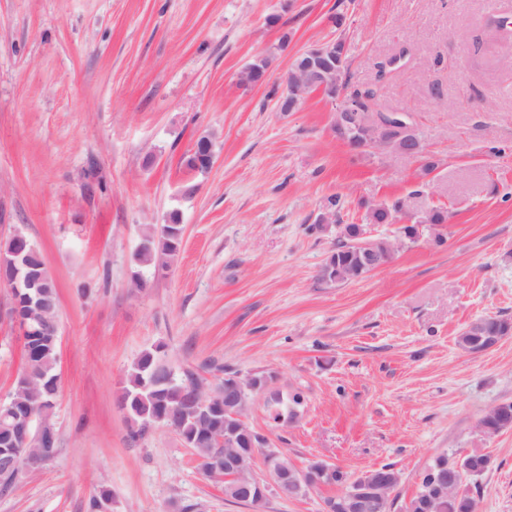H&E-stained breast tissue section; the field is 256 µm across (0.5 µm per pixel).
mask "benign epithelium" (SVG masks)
Listing matches in <instances>:
<instances>
[{"instance_id":"benign-epithelium-1","label":"benign epithelium","mask_w":512,"mask_h":512,"mask_svg":"<svg viewBox=\"0 0 512 512\" xmlns=\"http://www.w3.org/2000/svg\"><path fill=\"white\" fill-rule=\"evenodd\" d=\"M317 44L299 54V59L289 63L285 77L286 90L281 95L277 109L295 110L310 93H319L326 87L336 86V71L318 68ZM333 121L346 129L366 128L371 130V138L363 143V148L378 151L384 146V153L392 155L420 156L419 147L408 137L413 131L411 117L402 113V117L384 119L380 113L373 112L361 104L358 97L339 101L334 110ZM16 246L8 253H0V283L11 288L12 293L23 299V304L13 308L12 315L19 327L20 344L29 341V337L38 331H47L58 335V300L51 299L42 287V275L33 271L31 256L35 247H26L27 237L16 231L12 235ZM364 251L360 257V269L370 272L390 262L391 256L383 257L361 244ZM276 380L273 374L245 375L235 374L224 382V388L209 390L204 386L197 388L195 405L186 416L195 419L201 415L224 414V422L216 423L207 429L224 444L223 454L217 456L213 450L206 453L194 452V455L209 473V478L224 482L234 481L235 489L242 496L262 503L272 491L289 496L296 486L304 482L310 486L324 484V477L332 475L338 466L322 459H314L307 470L300 471L288 464V457L281 448H269L266 451V473L261 478L256 475L254 454L242 447L243 441L251 434L245 419V412L251 395L269 390ZM45 414L27 413L15 419V440L13 448L0 450V462L7 467L21 471L25 476L54 458L56 448L48 441L51 428ZM21 447H16V444ZM462 477L461 459L449 468L439 485L440 491L458 490ZM397 475L378 468L360 475L357 487L347 492L342 508L347 512H368L372 504H382L390 498L396 488Z\"/></svg>"}]
</instances>
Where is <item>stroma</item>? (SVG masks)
<instances>
[{
	"label": "stroma",
	"instance_id": "stroma-1",
	"mask_svg": "<svg viewBox=\"0 0 512 512\" xmlns=\"http://www.w3.org/2000/svg\"><path fill=\"white\" fill-rule=\"evenodd\" d=\"M340 5L349 87L414 114L442 160L432 174L350 148L323 95L280 112L270 86L239 85L285 36L270 85L282 84ZM510 14L512 0H0V241L23 232L55 281L61 379L58 452L0 493V512H91L104 491L110 512H321L331 487L235 503L172 429L131 437L126 371L157 345L177 376L209 384L221 367L274 373L248 423L300 468L393 465L391 512L437 457L472 453L492 461L477 512H512V430L478 426L512 401V335L476 355L456 345L482 316L512 319V37L493 23ZM202 132L215 159L198 175L183 159ZM336 194L347 224L397 197L448 221L422 225L385 267L327 283L340 233L315 220ZM174 212L177 261L137 270L144 225ZM12 302L0 285V398L21 364ZM296 393L289 422L269 420Z\"/></svg>",
	"mask_w": 512,
	"mask_h": 512
}]
</instances>
